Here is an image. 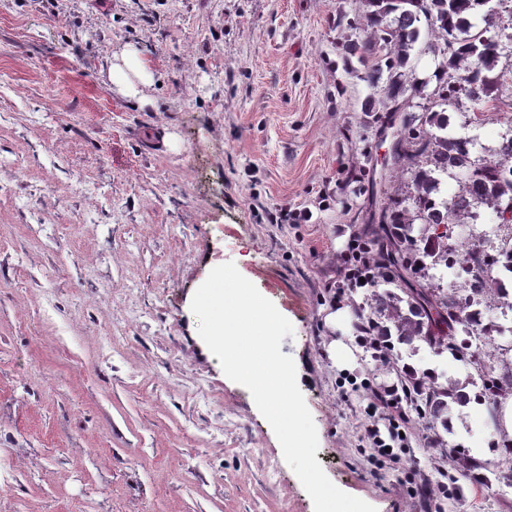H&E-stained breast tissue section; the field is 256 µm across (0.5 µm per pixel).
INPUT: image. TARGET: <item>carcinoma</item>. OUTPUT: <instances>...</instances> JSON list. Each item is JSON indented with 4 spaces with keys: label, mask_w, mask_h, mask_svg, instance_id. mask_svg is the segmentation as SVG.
Listing matches in <instances>:
<instances>
[{
    "label": "carcinoma",
    "mask_w": 512,
    "mask_h": 512,
    "mask_svg": "<svg viewBox=\"0 0 512 512\" xmlns=\"http://www.w3.org/2000/svg\"><path fill=\"white\" fill-rule=\"evenodd\" d=\"M363 11L336 16V27L362 30L361 39L336 44L347 73L373 88L361 111L380 122L391 113L403 116L385 166L402 178L388 202L365 229L378 268L365 305L357 310L356 328L368 332L375 351L386 360L402 358L424 344L436 356L447 354L473 366L485 392L477 400L497 421L501 400L512 396V358H501L475 346L461 349L463 338L495 341L502 325H481L468 313L472 300L487 312L512 311V296L502 282L512 277V251L504 265L492 269L486 252L488 234L469 228L466 239L452 240L451 226L476 218V209L495 214L512 210V136L492 154L474 156L468 136L448 132V107L466 98L472 111L483 112L499 96L494 71L505 53L512 54V35L499 31L498 0H360ZM431 53L437 60L436 85L416 77L415 55ZM360 67H355L354 63ZM425 97L421 114L407 113L412 100ZM463 169L459 187L440 195L444 175ZM403 397L431 432V443L448 450L452 483L478 478L507 479L500 466L512 460H480L458 446H448L441 432H450L452 406L471 402L467 385L474 381H439L431 372L405 368Z\"/></svg>",
    "instance_id": "carcinoma-1"
}]
</instances>
